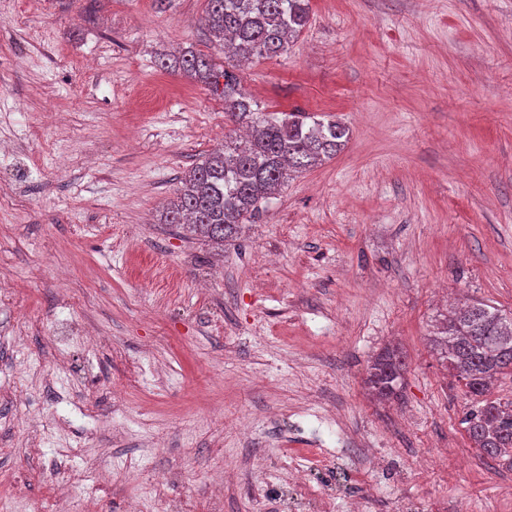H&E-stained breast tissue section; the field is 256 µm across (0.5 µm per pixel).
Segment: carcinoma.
I'll return each mask as SVG.
<instances>
[{
  "label": "carcinoma",
  "instance_id": "1",
  "mask_svg": "<svg viewBox=\"0 0 512 512\" xmlns=\"http://www.w3.org/2000/svg\"><path fill=\"white\" fill-rule=\"evenodd\" d=\"M310 0H208L205 26L224 53V66L192 50L161 67L181 70L215 87L224 79V111L247 128L242 141L224 137V147L191 167L165 211L164 223L186 224L196 235L222 243L251 222L261 204L287 182L342 150L350 129L332 115L263 112L243 93L230 63L284 53L310 19ZM447 369L477 405L463 419L475 448L512 470V400L488 398L493 382L512 371V316L483 302H464L448 311L431 338ZM405 362L396 348L379 353L367 384L381 401L398 396Z\"/></svg>",
  "mask_w": 512,
  "mask_h": 512
}]
</instances>
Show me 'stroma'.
I'll return each mask as SVG.
<instances>
[{
  "instance_id": "1",
  "label": "stroma",
  "mask_w": 512,
  "mask_h": 512,
  "mask_svg": "<svg viewBox=\"0 0 512 512\" xmlns=\"http://www.w3.org/2000/svg\"><path fill=\"white\" fill-rule=\"evenodd\" d=\"M206 8L0 0V497L47 512L83 471L64 512H207L228 472L224 512H512L429 340L456 302L512 312V0H310L236 73L351 139L221 246L162 221L233 128L160 66L223 62ZM405 362L397 348H386L369 366L367 384L380 401L397 398L404 374Z\"/></svg>"
}]
</instances>
